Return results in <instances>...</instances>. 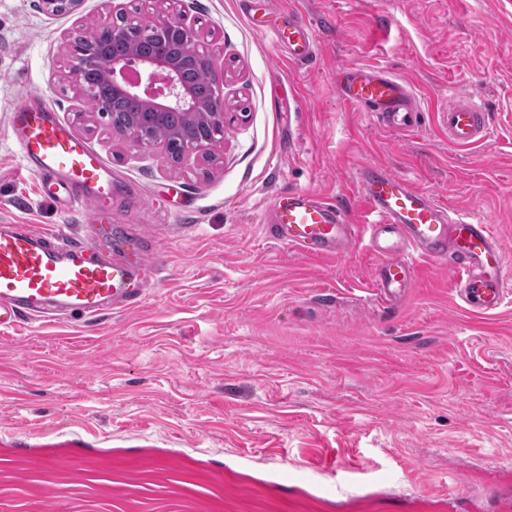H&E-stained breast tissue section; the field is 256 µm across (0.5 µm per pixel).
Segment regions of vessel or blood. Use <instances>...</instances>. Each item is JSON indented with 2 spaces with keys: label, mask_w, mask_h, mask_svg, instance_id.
Segmentation results:
<instances>
[{
  "label": "vessel or blood",
  "mask_w": 512,
  "mask_h": 512,
  "mask_svg": "<svg viewBox=\"0 0 512 512\" xmlns=\"http://www.w3.org/2000/svg\"><path fill=\"white\" fill-rule=\"evenodd\" d=\"M256 27L294 62H307L318 52L316 36L299 14H290L284 26L268 19ZM333 84L344 103L371 113L384 128L418 129L410 85L388 71L342 66ZM440 118L449 143L458 147L481 142L489 133L483 107L462 94L449 100ZM10 128L26 169L65 207L88 215L87 228L96 232L97 221L112 208V170L102 155L39 97L23 98L13 107ZM354 180L366 205L367 246L377 259L371 288L379 302L394 303L424 261L452 271L457 298L475 314H495L512 299V269L493 225L447 209L376 163L359 165ZM269 214L277 238L309 257L339 256L355 242L344 209L312 191L277 194ZM155 272L151 252L139 246L118 257L97 256L85 239L66 242L27 224H1L0 330L15 328L24 317L94 318L113 308L135 307ZM87 445L81 433L60 432L41 443L38 456L46 466L68 462L80 470L89 460Z\"/></svg>",
  "instance_id": "obj_1"
}]
</instances>
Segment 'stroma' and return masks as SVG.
<instances>
[{
	"mask_svg": "<svg viewBox=\"0 0 512 512\" xmlns=\"http://www.w3.org/2000/svg\"><path fill=\"white\" fill-rule=\"evenodd\" d=\"M319 51L301 65L245 0H0V224L80 231L8 133L46 99L116 175L90 237L155 242L142 303L88 319H21L0 334V434L96 436L84 476L0 464V512H512V301L461 307L447 269L422 265L378 305L363 247L311 258L274 238L283 191L340 204L363 233L354 169L377 163L441 204L486 219L512 263V0H272ZM184 15L224 75L229 115L210 155L170 163L113 132L78 92L64 35L112 6ZM343 65L405 80L416 132L386 130L337 96ZM465 93L490 135L460 149L437 114Z\"/></svg>",
	"mask_w": 512,
	"mask_h": 512,
	"instance_id": "obj_1",
	"label": "stroma"
}]
</instances>
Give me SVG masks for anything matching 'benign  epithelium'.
Returning <instances> with one entry per match:
<instances>
[{
	"label": "benign epithelium",
	"mask_w": 512,
	"mask_h": 512,
	"mask_svg": "<svg viewBox=\"0 0 512 512\" xmlns=\"http://www.w3.org/2000/svg\"><path fill=\"white\" fill-rule=\"evenodd\" d=\"M54 14L73 13L79 9L82 0H45ZM113 11H108L95 27L77 43L65 37L63 44L70 62V73L80 93L94 97L96 110L107 113L127 95L140 97L147 109L131 119L124 135L139 144L147 143L148 125L164 110L195 112L204 122L215 128H224V79L216 74L209 54L199 48V35L189 27L183 18L174 12L161 19L117 31L113 24ZM155 37L171 39L178 44V56L162 49L149 60L117 58L103 54L99 48L100 39L109 34L134 44L142 32ZM193 68L204 72L209 79V94L197 98L178 76V69Z\"/></svg>",
	"instance_id": "obj_1"
}]
</instances>
